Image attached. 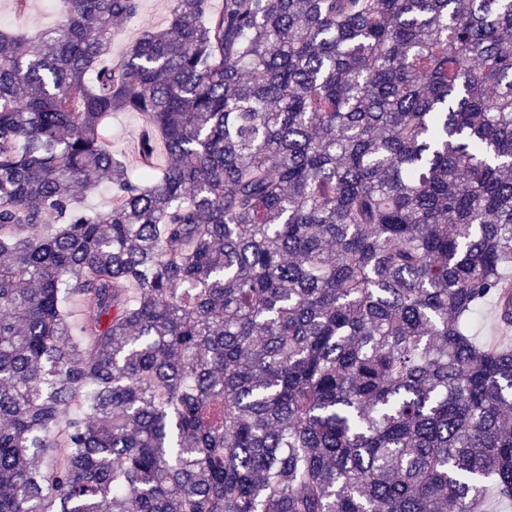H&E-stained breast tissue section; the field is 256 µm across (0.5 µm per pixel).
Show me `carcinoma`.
<instances>
[{
  "instance_id": "obj_1",
  "label": "carcinoma",
  "mask_w": 512,
  "mask_h": 512,
  "mask_svg": "<svg viewBox=\"0 0 512 512\" xmlns=\"http://www.w3.org/2000/svg\"><path fill=\"white\" fill-rule=\"evenodd\" d=\"M56 2L0 30V512L512 500V0H172L117 59L140 0ZM56 0H29L24 15L14 11L12 0H0V28L3 30L49 29L65 23V17ZM172 1L142 0L138 15L114 23L112 58L119 57L128 43L133 41L145 27L163 29L168 27L171 18ZM143 125L139 112H114L107 119L112 146L124 156L132 173L138 170V138Z\"/></svg>"
}]
</instances>
